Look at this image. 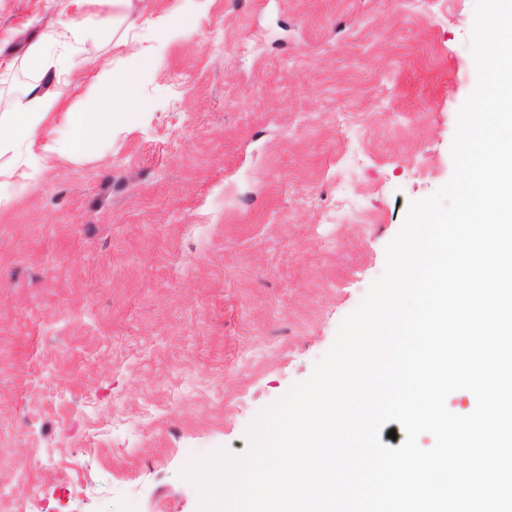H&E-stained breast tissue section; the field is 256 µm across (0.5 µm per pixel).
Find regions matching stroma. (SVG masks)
<instances>
[{"label":"stroma","instance_id":"1","mask_svg":"<svg viewBox=\"0 0 512 512\" xmlns=\"http://www.w3.org/2000/svg\"><path fill=\"white\" fill-rule=\"evenodd\" d=\"M147 113L0 209V512H199L452 177L475 0H133ZM55 0H0V113ZM179 6H175L169 15L159 16L156 18H148L149 22L158 33L164 32L167 36H173L178 30H183L189 27L190 22L188 19H182ZM181 20V21H180ZM180 21L178 24L177 22Z\"/></svg>","mask_w":512,"mask_h":512}]
</instances>
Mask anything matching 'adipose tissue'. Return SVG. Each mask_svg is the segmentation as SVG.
Wrapping results in <instances>:
<instances>
[{"label":"adipose tissue","mask_w":512,"mask_h":512,"mask_svg":"<svg viewBox=\"0 0 512 512\" xmlns=\"http://www.w3.org/2000/svg\"><path fill=\"white\" fill-rule=\"evenodd\" d=\"M109 21L105 18L93 24L78 21L60 31H47L45 40L27 51L29 68L48 72L56 63L53 48L74 53L77 45L100 36ZM113 46L119 50L122 64L103 65L101 74H94L90 59L74 54L68 61L74 75L72 88L90 83L96 91L94 107H62L63 91L48 92L40 85H29L15 100L11 111L0 115V154L21 149L33 153L31 170L36 173L47 159L82 157L96 139L111 136L114 128L135 129L137 117L147 110L136 87L148 71L150 59L127 37L115 39Z\"/></svg>","instance_id":"adipose-tissue-1"}]
</instances>
